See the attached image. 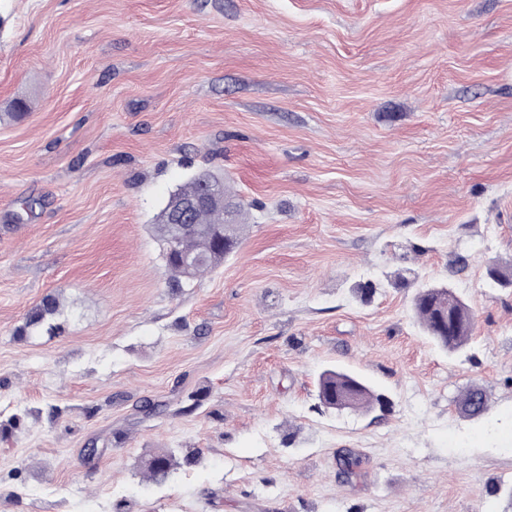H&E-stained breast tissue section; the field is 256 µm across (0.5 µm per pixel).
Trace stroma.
<instances>
[{"instance_id": "1", "label": "stroma", "mask_w": 512, "mask_h": 512, "mask_svg": "<svg viewBox=\"0 0 512 512\" xmlns=\"http://www.w3.org/2000/svg\"><path fill=\"white\" fill-rule=\"evenodd\" d=\"M203 172L241 244L173 288L155 224ZM494 262L512 0H0V424L23 419L0 512H512ZM399 267L470 305L464 352L423 335ZM49 296L58 333L18 338ZM334 366L386 406L323 407ZM471 385L479 420L455 407ZM459 411L470 419L481 418L488 409V399L485 392L477 387L466 388L457 398ZM156 462H160V465ZM177 466L178 461L172 452L155 454L145 461V468L155 481L167 477Z\"/></svg>"}]
</instances>
